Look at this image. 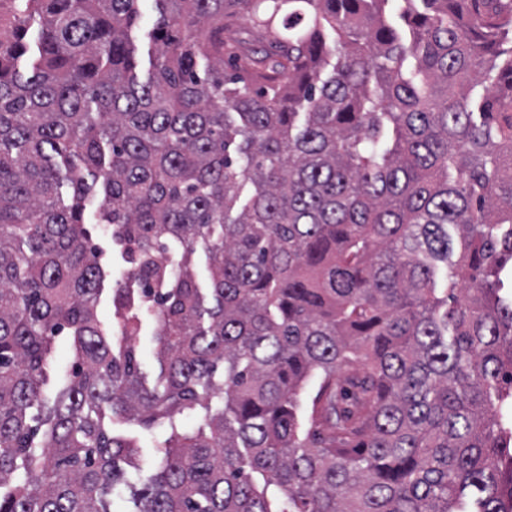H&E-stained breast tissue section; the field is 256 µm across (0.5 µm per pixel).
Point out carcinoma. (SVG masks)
Listing matches in <instances>:
<instances>
[{
    "mask_svg": "<svg viewBox=\"0 0 512 512\" xmlns=\"http://www.w3.org/2000/svg\"><path fill=\"white\" fill-rule=\"evenodd\" d=\"M23 2L0 512H512V0H397L403 28L391 0H154L145 81L139 0ZM228 2L250 38L224 40ZM90 212L127 265L113 327ZM114 419L165 428L140 486ZM156 324L150 323L143 330L138 339V353L142 371L150 374L157 367V341L155 334ZM56 347L54 360L47 368L49 382L46 387L49 390L68 379L73 363V348L69 336H58Z\"/></svg>",
    "mask_w": 512,
    "mask_h": 512,
    "instance_id": "1",
    "label": "carcinoma"
}]
</instances>
